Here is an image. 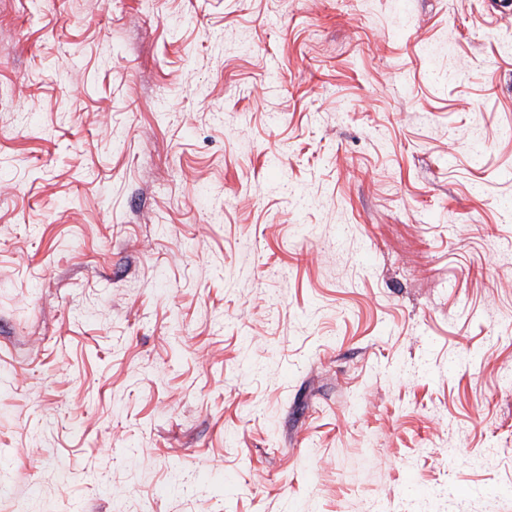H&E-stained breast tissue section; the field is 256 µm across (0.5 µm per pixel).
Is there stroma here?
<instances>
[{
  "label": "stroma",
  "mask_w": 512,
  "mask_h": 512,
  "mask_svg": "<svg viewBox=\"0 0 512 512\" xmlns=\"http://www.w3.org/2000/svg\"><path fill=\"white\" fill-rule=\"evenodd\" d=\"M512 512V15L0 0V512Z\"/></svg>",
  "instance_id": "obj_1"
}]
</instances>
